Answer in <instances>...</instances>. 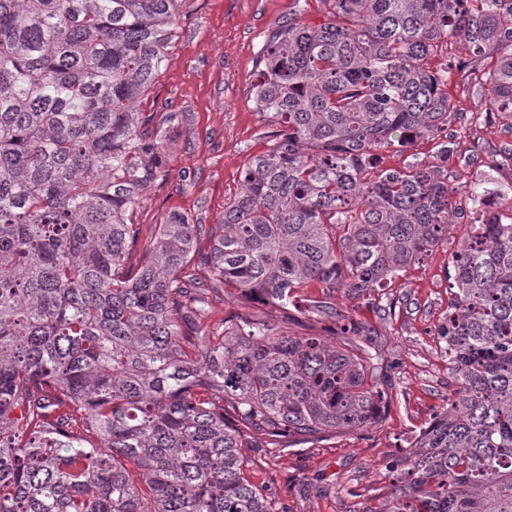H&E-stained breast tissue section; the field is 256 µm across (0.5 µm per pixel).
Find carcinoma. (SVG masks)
I'll use <instances>...</instances> for the list:
<instances>
[{"label":"carcinoma","mask_w":512,"mask_h":512,"mask_svg":"<svg viewBox=\"0 0 512 512\" xmlns=\"http://www.w3.org/2000/svg\"><path fill=\"white\" fill-rule=\"evenodd\" d=\"M181 2L0 0V512H276L244 475L251 433L321 441L385 417L372 330L298 334L288 306L315 282L306 311L334 323L336 292L374 296L455 223L439 170L379 168L448 125L427 67L441 40L498 52L478 90L512 116V0H331L266 40L253 102L278 129L220 224L172 213L136 264L133 216L184 120L136 104ZM451 263L456 389L366 512H512V224L472 225ZM218 289L284 314L203 331Z\"/></svg>","instance_id":"carcinoma-1"}]
</instances>
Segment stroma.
Here are the masks:
<instances>
[{
  "label": "stroma",
  "mask_w": 512,
  "mask_h": 512,
  "mask_svg": "<svg viewBox=\"0 0 512 512\" xmlns=\"http://www.w3.org/2000/svg\"><path fill=\"white\" fill-rule=\"evenodd\" d=\"M329 0H183L176 35L161 76L138 103L142 112H181L185 120L168 149V179L151 189L136 221L141 245L173 212L218 223L249 161L264 153L272 126L253 108L259 58L270 33L297 19L324 22ZM474 57L460 39L440 43L430 64L448 77L451 118L438 137L383 152L384 169L439 167L454 187L460 212L448 240L375 293L374 302L337 296L341 314L366 322L376 336L370 351L383 367L382 423L341 432L318 443L263 433L244 449V473L279 512H364L390 477L386 457L402 455L436 413L448 405L446 343L439 330L451 301L450 265L480 211L487 190H512V117L493 111L474 82L495 66Z\"/></svg>",
  "instance_id": "35a3bbf8"
}]
</instances>
